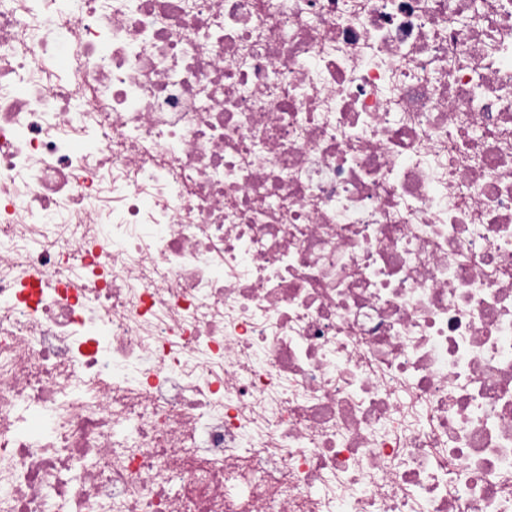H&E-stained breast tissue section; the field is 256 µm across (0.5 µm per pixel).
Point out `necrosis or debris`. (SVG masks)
I'll list each match as a JSON object with an SVG mask.
<instances>
[{
	"label": "necrosis or debris",
	"instance_id": "obj_1",
	"mask_svg": "<svg viewBox=\"0 0 512 512\" xmlns=\"http://www.w3.org/2000/svg\"><path fill=\"white\" fill-rule=\"evenodd\" d=\"M0 512H512V0H0Z\"/></svg>",
	"mask_w": 512,
	"mask_h": 512
}]
</instances>
